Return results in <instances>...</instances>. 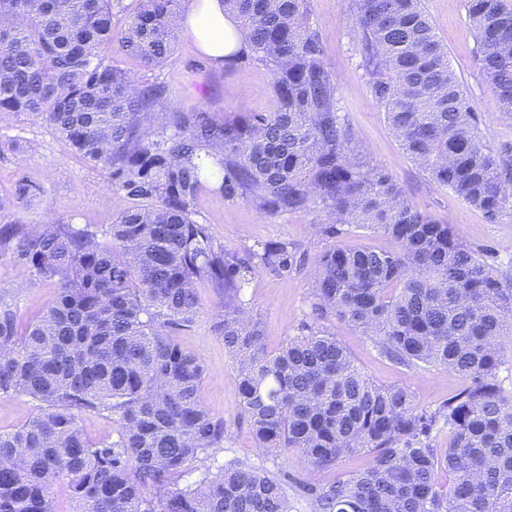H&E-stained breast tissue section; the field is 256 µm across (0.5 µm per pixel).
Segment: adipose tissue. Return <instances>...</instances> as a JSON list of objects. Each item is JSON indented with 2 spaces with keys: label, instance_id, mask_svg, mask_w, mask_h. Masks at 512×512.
<instances>
[{
  "label": "adipose tissue",
  "instance_id": "adipose-tissue-1",
  "mask_svg": "<svg viewBox=\"0 0 512 512\" xmlns=\"http://www.w3.org/2000/svg\"><path fill=\"white\" fill-rule=\"evenodd\" d=\"M184 27L216 67H223L226 55L247 48L240 22L225 13L224 0H191Z\"/></svg>",
  "mask_w": 512,
  "mask_h": 512
}]
</instances>
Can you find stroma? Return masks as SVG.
I'll return each instance as SVG.
<instances>
[{
	"instance_id": "35a3bbf8",
	"label": "stroma",
	"mask_w": 512,
	"mask_h": 512,
	"mask_svg": "<svg viewBox=\"0 0 512 512\" xmlns=\"http://www.w3.org/2000/svg\"><path fill=\"white\" fill-rule=\"evenodd\" d=\"M422 4L446 44L448 61L479 117L483 142L494 152L512 157V118H503L493 110L492 93L475 61L476 45L466 0H422ZM307 5L315 27L326 41V63L339 80L340 115L353 128L370 159L387 168L418 208L438 221L454 224L471 246L488 250L503 286L512 288V209L491 223L449 189L430 182L403 151L382 108L370 97L367 77L351 40L355 16L350 0H307ZM156 75L167 86L169 103L186 112L203 109L221 118L276 109L270 66L251 62L213 67L185 34ZM0 139H17L26 147L22 154L0 156V194L11 191L22 176L44 188L42 197L19 210L24 226L42 224L51 218H70L77 224L104 229L127 206L123 194L109 187L106 172L86 165L44 122L25 115L0 119ZM194 210L196 220L209 225L225 248H257L283 241L304 254L306 264L300 270L277 273L258 268L244 292L250 315L265 328L268 351H277L311 317V264L327 246L314 232L315 224L322 220L321 213L297 211L270 216L244 199H227L206 189L198 195ZM1 282L15 290L18 312L24 321L50 306L58 292L53 283L33 282L29 268L3 255ZM197 291L199 309L195 320L177 331L174 338L184 350L205 362L207 371L200 385V399L227 425L224 444L207 458L206 467L215 473L238 461L275 476L285 472L298 482L314 486L363 469L369 461L364 454L344 458L333 468L318 469L299 453L291 451L273 457L255 448L246 423L239 418L237 361L213 331L221 298L205 283L199 284ZM326 327L373 382L409 388L418 406L437 407L465 383L462 376L441 368H408L393 363L375 341L336 320H327Z\"/></svg>"
}]
</instances>
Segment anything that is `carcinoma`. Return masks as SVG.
Returning <instances> with one entry per match:
<instances>
[{
	"instance_id": "carcinoma-1",
	"label": "carcinoma",
	"mask_w": 512,
	"mask_h": 512,
	"mask_svg": "<svg viewBox=\"0 0 512 512\" xmlns=\"http://www.w3.org/2000/svg\"><path fill=\"white\" fill-rule=\"evenodd\" d=\"M175 2L0 0V112L43 121L129 201L105 230L64 219L23 228L16 214L44 188L21 177L0 195V252L58 288L26 324L13 292L0 290V394L39 405L0 431V512H58L51 489L61 481L72 512H289L286 473L200 468L227 432L200 400L203 361L174 339L193 322L200 283L222 294L214 331L239 358V416L256 448L292 449L318 469L369 456L329 484L297 483L318 512H512V394L497 379L512 289L367 158L338 115L339 81L307 0H224L249 45L225 64L269 65L277 108L221 120L166 105L167 86L148 77L178 39ZM352 6L370 96L403 150L496 220L512 208V160L483 143L421 0ZM115 8L127 25L114 43ZM466 10L494 111L511 117L512 7L466 0ZM206 187L268 215L325 217L315 231L333 243L314 262L312 318L275 353L241 292L261 266H298L296 251L288 242L225 248L193 219ZM352 224L396 249L340 242ZM330 318L378 340L396 364L446 369L467 385L421 408L408 388L364 375L321 325ZM88 412L111 416L116 439H89ZM195 471L198 480L178 485Z\"/></svg>"
}]
</instances>
